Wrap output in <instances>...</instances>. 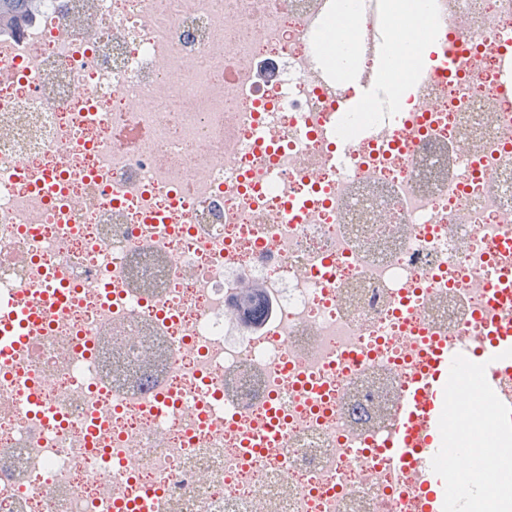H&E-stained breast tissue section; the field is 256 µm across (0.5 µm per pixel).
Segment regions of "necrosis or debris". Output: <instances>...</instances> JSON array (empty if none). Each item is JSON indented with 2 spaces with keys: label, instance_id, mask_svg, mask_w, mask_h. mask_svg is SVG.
Returning a JSON list of instances; mask_svg holds the SVG:
<instances>
[{
  "label": "necrosis or debris",
  "instance_id": "4bbe7bcc",
  "mask_svg": "<svg viewBox=\"0 0 512 512\" xmlns=\"http://www.w3.org/2000/svg\"><path fill=\"white\" fill-rule=\"evenodd\" d=\"M343 13L340 68L323 39ZM424 16L429 77L410 98L390 74L396 114L335 109L372 64L361 0H38L6 36L0 310L71 288L0 369V512H420L362 451L431 344H477L481 281L512 279V0ZM462 28L461 66L435 75ZM461 407L473 440L495 421L481 388L449 393L443 446Z\"/></svg>",
  "mask_w": 512,
  "mask_h": 512
}]
</instances>
